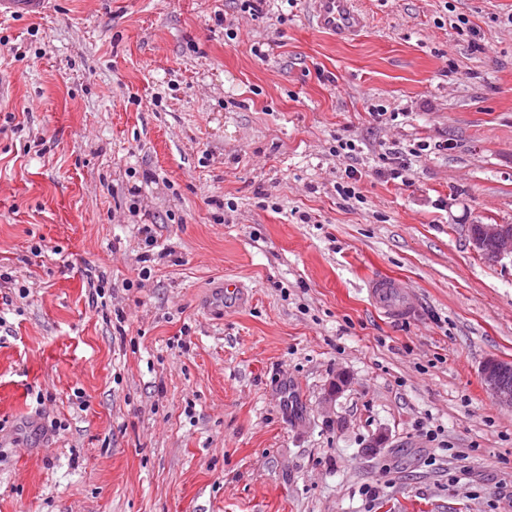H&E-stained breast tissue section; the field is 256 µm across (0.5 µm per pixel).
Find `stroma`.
I'll use <instances>...</instances> for the list:
<instances>
[{
    "mask_svg": "<svg viewBox=\"0 0 512 512\" xmlns=\"http://www.w3.org/2000/svg\"><path fill=\"white\" fill-rule=\"evenodd\" d=\"M356 5L0 18V512H512V0ZM316 26L338 38L355 36L365 24L354 0H311ZM469 224L466 233L473 248L481 253L490 251L493 258L512 261V225L511 224H477L473 229ZM368 292L374 306L395 318L409 319L416 315L415 296L401 280L373 278ZM504 363L500 360L489 358L481 367V379L497 404L512 408V364H506L502 376ZM503 382L510 386H506Z\"/></svg>",
    "mask_w": 512,
    "mask_h": 512,
    "instance_id": "1",
    "label": "stroma"
}]
</instances>
